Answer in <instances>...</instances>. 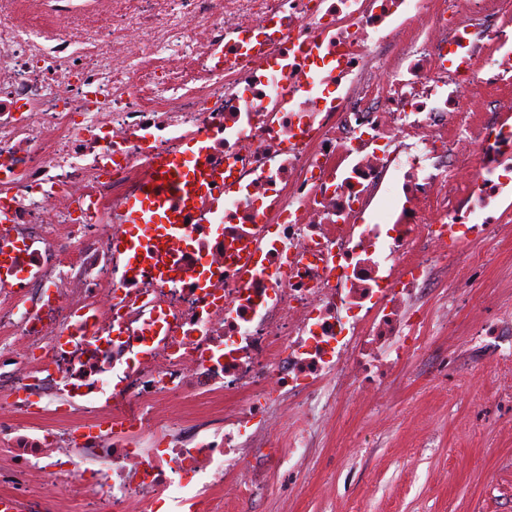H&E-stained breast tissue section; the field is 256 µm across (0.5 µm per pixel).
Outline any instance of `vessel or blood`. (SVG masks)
<instances>
[{
	"mask_svg": "<svg viewBox=\"0 0 512 512\" xmlns=\"http://www.w3.org/2000/svg\"><path fill=\"white\" fill-rule=\"evenodd\" d=\"M203 148L184 142L175 152L154 159L151 173L128 203L126 223L134 230L121 243L131 275L152 270L167 273L166 258L182 244L179 232L196 212L200 198L208 196L214 183L223 181L224 171L202 162Z\"/></svg>",
	"mask_w": 512,
	"mask_h": 512,
	"instance_id": "1",
	"label": "vessel or blood"
}]
</instances>
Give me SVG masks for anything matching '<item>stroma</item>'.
<instances>
[{"mask_svg": "<svg viewBox=\"0 0 512 512\" xmlns=\"http://www.w3.org/2000/svg\"><path fill=\"white\" fill-rule=\"evenodd\" d=\"M486 258L467 293L455 343L434 337L360 413L340 418L287 469L269 471L247 499L224 494V512H512V393L488 372L512 358L476 342L482 319L512 314V223L477 244Z\"/></svg>", "mask_w": 512, "mask_h": 512, "instance_id": "stroma-1", "label": "stroma"}]
</instances>
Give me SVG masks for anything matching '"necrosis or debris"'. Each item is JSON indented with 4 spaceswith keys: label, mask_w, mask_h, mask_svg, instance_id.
I'll use <instances>...</instances> for the list:
<instances>
[{
    "label": "necrosis or debris",
    "mask_w": 512,
    "mask_h": 512,
    "mask_svg": "<svg viewBox=\"0 0 512 512\" xmlns=\"http://www.w3.org/2000/svg\"><path fill=\"white\" fill-rule=\"evenodd\" d=\"M424 3L112 0L53 36L0 21V496L42 512L49 472L91 512H159L197 481L188 512H223L225 473L285 466L453 334L456 296L433 310L428 288L480 272L476 243L512 220V11ZM188 140L223 167L220 202L167 278L131 277L124 206Z\"/></svg>",
    "instance_id": "1"
}]
</instances>
